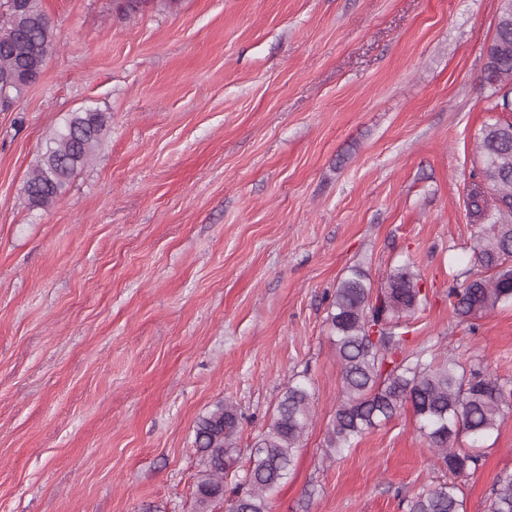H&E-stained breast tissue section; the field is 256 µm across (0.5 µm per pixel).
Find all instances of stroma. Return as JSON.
I'll use <instances>...</instances> for the list:
<instances>
[{
	"label": "stroma",
	"instance_id": "obj_1",
	"mask_svg": "<svg viewBox=\"0 0 512 512\" xmlns=\"http://www.w3.org/2000/svg\"><path fill=\"white\" fill-rule=\"evenodd\" d=\"M503 0H42L56 53L0 110V512H194L197 421L240 414L234 485L289 383L314 417L270 512H406L444 482L412 408L328 457V322L350 267L410 265L407 349L512 387V305L454 318L479 272L467 196L501 92ZM87 107L108 131L47 207L24 184ZM461 477L489 512L512 412ZM495 33L487 46L484 80L502 89L504 83L512 85V1L505 0Z\"/></svg>",
	"mask_w": 512,
	"mask_h": 512
}]
</instances>
